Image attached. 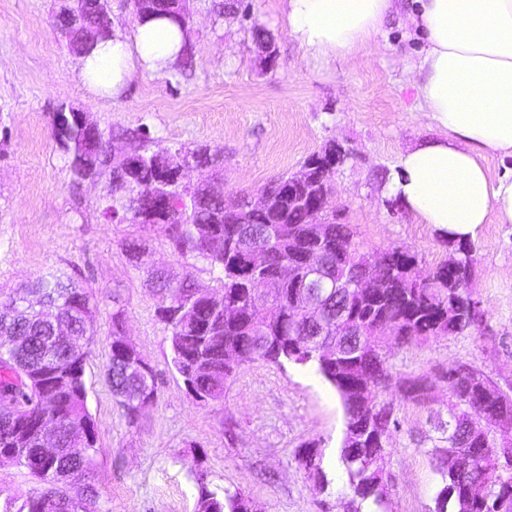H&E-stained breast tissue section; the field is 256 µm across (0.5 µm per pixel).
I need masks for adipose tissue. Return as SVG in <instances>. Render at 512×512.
Instances as JSON below:
<instances>
[{
  "label": "adipose tissue",
  "instance_id": "ef3b65f1",
  "mask_svg": "<svg viewBox=\"0 0 512 512\" xmlns=\"http://www.w3.org/2000/svg\"><path fill=\"white\" fill-rule=\"evenodd\" d=\"M289 35L318 62L377 44L401 0H280ZM408 16L425 40L412 85L440 135L408 148L391 193L442 236L471 240L497 218L512 223V176L491 178L488 155L512 157V0H415ZM79 56L78 75L97 96L118 95L136 67L167 72L186 34L165 19H136Z\"/></svg>",
  "mask_w": 512,
  "mask_h": 512
}]
</instances>
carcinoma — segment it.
Here are the masks:
<instances>
[{"label":"carcinoma","instance_id":"obj_1","mask_svg":"<svg viewBox=\"0 0 512 512\" xmlns=\"http://www.w3.org/2000/svg\"><path fill=\"white\" fill-rule=\"evenodd\" d=\"M60 13L69 15L73 30L93 27L98 38L112 33L108 4L100 3L92 11L85 0H67ZM144 17L168 18L184 29L191 16L188 0H157L139 10ZM254 39L264 63L275 58V47L268 33L257 28ZM68 155L69 169L79 180L93 179L111 170L110 183L124 178L132 183L122 208L141 224H167L176 250L190 252L202 259L214 274L218 293L226 299L243 300L247 296L249 261L237 255L241 274L231 272V251L238 230H248L269 253L263 275L268 279L270 300L244 303L240 316L224 318V309L194 297L193 284L173 286L157 269H145L146 281L158 297L157 313L170 330L171 365L185 385L205 401L224 399V386L237 366L224 362V350L239 348V364L263 360L283 366L289 362L315 369L340 395L346 414V429L340 448L354 498L369 501L377 508L386 504L387 486L383 468L386 445L392 424V408L380 396L392 383L389 359L395 348L418 344L431 336L473 334L484 337L481 326L470 317L473 293L469 283L461 281L460 269L443 263L433 269L419 260L418 254L397 247L379 253L380 280L367 297L348 292L346 284L361 258L360 244L348 224L325 225L326 237H311L315 225L325 218L321 200L328 179L336 166V148L330 146L312 155L306 166L321 172L315 185L298 192L305 200L298 204L288 196L286 179L273 181L264 194L269 203L249 212L248 223L236 224L224 215V198L204 194L200 188L186 193L180 183L163 180V175L181 162L218 167L208 149L150 151L136 153L137 166L127 169L114 160L109 141L100 138L95 145L80 131L69 137H57ZM189 199H184L183 194ZM327 268L323 281L334 288L338 303L346 306L365 339L362 347L351 346L342 359H327L317 342L308 343L294 330L298 313L294 309L298 284L275 277V267L283 259L294 262L306 275L319 258ZM55 309L52 320L37 310L18 312L9 327L19 336L11 354L0 355V395L7 389L19 390L33 401L27 419L14 420L0 414V466L25 469L40 483L31 499L38 501L39 512H102L94 472L100 448L96 446L94 423L87 409L84 379L86 354L75 355L55 339V320L66 322L73 332L95 335L91 324L90 297L69 280L46 273L27 285ZM387 321L400 325V334L389 343L379 327ZM141 355L129 354L112 339L108 368L113 393L130 420L139 417L138 406L151 402L156 380L144 381ZM453 380L459 390L448 393V413L454 430L444 444L432 449V459L441 476L435 512H458L460 498L472 496L471 512H495L500 507L512 512V469L506 468L494 452L491 416L512 417V395L494 386L481 371L466 365L449 368L442 375ZM363 381L371 384L367 397L353 399V387ZM403 397L424 403L430 396L427 377L407 378L400 382ZM57 427L61 447L51 453L41 448V432ZM81 448L77 456L67 452ZM474 457L473 466L460 479L451 471L457 456ZM247 498L239 491L223 495L203 485L196 512H242Z\"/></svg>","mask_w":512,"mask_h":512}]
</instances>
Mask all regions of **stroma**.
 Masks as SVG:
<instances>
[{
  "label": "stroma",
  "mask_w": 512,
  "mask_h": 512,
  "mask_svg": "<svg viewBox=\"0 0 512 512\" xmlns=\"http://www.w3.org/2000/svg\"><path fill=\"white\" fill-rule=\"evenodd\" d=\"M217 2H189V67L136 70L118 97L105 99L77 76V57L55 26L60 0H0V290L53 272L92 297L96 335L86 347L85 378L102 512H195L203 483L243 493L255 512H370L371 503L354 505L339 460L341 399L310 367L255 361L237 370L223 403L194 397L171 365L170 332L143 270L163 266L203 289L214 287L212 274L193 255L173 252L166 225L131 222L124 193L110 191L108 176L73 180L53 134L55 113L76 109L119 156L139 148L123 137L126 129H144L153 150L208 146L224 160L213 181L228 198L260 194L336 143L349 157L332 177L328 212L355 228L366 255L399 246L430 267L447 260L434 227L388 190L400 155L436 134L407 70L424 40L404 15L386 22L379 46L320 63L289 36L280 0H234L220 21ZM256 25L273 35L272 63L258 57ZM134 240L147 246L138 268L125 255ZM472 245L471 289L489 338L438 336L391 357L394 383L382 396L396 421L387 442L388 512H435L431 450L448 434V368L471 365L512 391V224L482 225ZM119 309L128 339L157 376L156 395L134 423L107 371ZM423 374L433 385L428 403L404 399L399 381ZM309 444L321 453L320 483L297 459Z\"/></svg>",
  "instance_id": "stroma-1"
}]
</instances>
